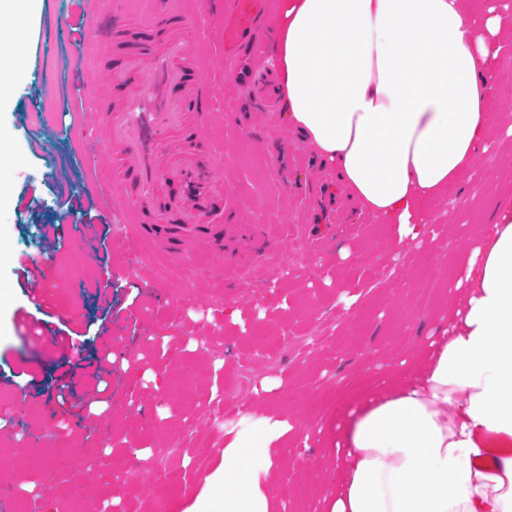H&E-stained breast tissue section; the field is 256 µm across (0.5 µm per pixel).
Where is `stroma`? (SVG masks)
<instances>
[{
    "mask_svg": "<svg viewBox=\"0 0 512 512\" xmlns=\"http://www.w3.org/2000/svg\"><path fill=\"white\" fill-rule=\"evenodd\" d=\"M250 0H217L200 14L206 42L192 31L181 36L195 42L191 65L211 76V99L224 114L207 135L189 141L193 150H217L238 206L229 235L232 245L223 258L196 248L187 261L173 260L165 247L133 234L118 235L121 213L109 198H92L89 185L101 177L80 157L96 133L74 118L85 112L90 85L86 71L94 61L112 64L116 45L143 28L140 11H124L122 0H33L19 19H0L23 38L17 64L20 88L0 101V135L14 154L10 173L0 177V367H11L12 381L0 379L7 399L0 404V444L11 445L14 459L0 467V503L40 496L44 512H69L72 496L91 498L93 506L118 503V512H184L192 494L155 482L154 449L169 434L190 430L195 439L215 446L204 465L182 451L172 466L183 477L210 475L221 461L219 450L234 438L247 439L262 418L290 425V438L308 445L280 460L282 478L297 490L285 500L284 512H328L326 496L336 471L335 431L316 433L318 421L335 422L338 404L353 405L347 380L360 373L364 360L382 361L392 352L389 336L408 320L400 356L412 357L426 344L433 321L448 311L447 295L431 310L419 311L417 291L426 279L448 285L458 275L457 258L478 239L499 202L512 196V147L494 143L491 155L477 156L474 183L451 186L429 203L435 218L436 242L407 249L391 259V230L362 212L336 189L320 166L289 167L279 173L272 151L284 139L292 153H306L279 110L251 113L250 129L233 114L245 91L236 83L224 50V14L235 12L250 22ZM124 11L123 30L97 58L77 56L97 40V23ZM69 58L57 92L62 99L59 125L47 127L38 112L40 80L56 54ZM335 202L336 219L322 250L309 244L314 231L313 206L321 196ZM59 226V249L43 244L40 228L47 218ZM260 224L279 246L259 258L250 228ZM350 249L348 264L332 269L340 249ZM43 258L50 293L62 286L61 273L72 270L75 305L55 303L35 308L19 277L16 260ZM105 288L115 307L104 311L98 288ZM355 297L364 316L348 325L347 297ZM239 310L240 322L230 313ZM27 312L41 328L66 337L75 369H65L61 353L49 342L16 323ZM335 315L337 338L319 352L277 363L254 365L256 381L271 380L272 391L241 392L244 413L231 425L213 426L208 404L213 390L237 373L244 355L267 336H298L310 319ZM111 351L109 388L95 395L81 358ZM75 386L74 396L59 402L62 382ZM53 419L75 449L59 457V433L43 432ZM100 461L91 464L85 449ZM65 471L70 490L48 486V474Z\"/></svg>",
    "mask_w": 512,
    "mask_h": 512,
    "instance_id": "obj_1",
    "label": "stroma"
}]
</instances>
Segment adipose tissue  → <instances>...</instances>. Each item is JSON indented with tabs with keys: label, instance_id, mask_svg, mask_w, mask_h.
<instances>
[{
	"label": "adipose tissue",
	"instance_id": "1",
	"mask_svg": "<svg viewBox=\"0 0 512 512\" xmlns=\"http://www.w3.org/2000/svg\"><path fill=\"white\" fill-rule=\"evenodd\" d=\"M467 0H277L281 112L301 142L376 223L391 248L433 242L424 210L487 153L512 138L489 96L505 29ZM459 303L419 358L393 361L336 425L346 454L330 512H512V206L463 253L451 287ZM290 427L265 421L233 440L185 512H281L272 492Z\"/></svg>",
	"mask_w": 512,
	"mask_h": 512
}]
</instances>
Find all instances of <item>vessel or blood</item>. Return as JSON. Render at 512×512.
Returning a JSON list of instances; mask_svg holds the SVG:
<instances>
[{
	"label": "vessel or blood",
	"mask_w": 512,
	"mask_h": 512,
	"mask_svg": "<svg viewBox=\"0 0 512 512\" xmlns=\"http://www.w3.org/2000/svg\"><path fill=\"white\" fill-rule=\"evenodd\" d=\"M147 21L145 31L126 40L110 69V82L123 89L125 101L102 109L101 130L118 154L109 161L91 153L86 163L92 168L111 164L114 180L133 185V192L113 197L112 206L134 224L137 236L161 242L177 258L199 243L220 255L224 223L235 214L232 192L224 182V162L218 154L185 146L214 118L204 109L211 90L208 76L185 64L191 50L179 33L191 28L192 18L176 9L175 0H152ZM224 35L236 46L241 86L255 89L265 106H275V98L255 79L254 64L265 53L258 26L240 27L228 16ZM131 72L141 79L130 88L126 76ZM190 105L201 111L193 125L185 118ZM20 264L32 271L25 288L34 302H42L46 285L34 273L38 259L24 258Z\"/></svg>",
	"instance_id": "1"
}]
</instances>
